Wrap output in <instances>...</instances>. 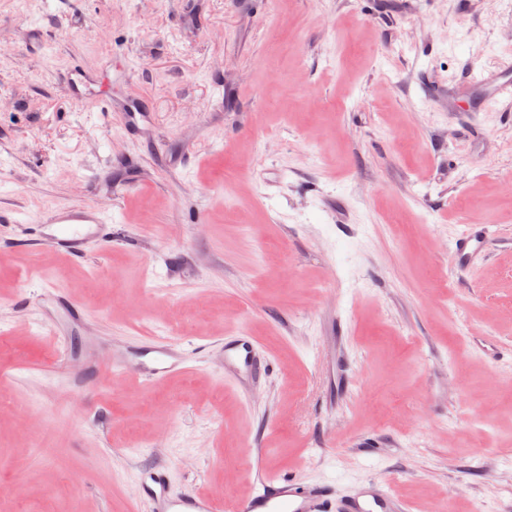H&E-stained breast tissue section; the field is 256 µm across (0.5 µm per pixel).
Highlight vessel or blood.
Here are the masks:
<instances>
[{"label":"vessel or blood","instance_id":"vessel-or-blood-1","mask_svg":"<svg viewBox=\"0 0 512 512\" xmlns=\"http://www.w3.org/2000/svg\"><path fill=\"white\" fill-rule=\"evenodd\" d=\"M99 75L93 71L76 69L67 78V87L73 97L81 99L86 108L97 109L90 88L97 84ZM470 85L487 89L483 108H491L501 99L512 98V70L501 69L490 73L479 71L469 80ZM104 215L94 208L55 211L47 223L32 228L36 238L52 237L58 251L75 258L82 257L90 241L100 239ZM487 230L478 225L468 226L455 241L456 268L467 272L481 257ZM138 352L146 362L142 376L152 381L188 368L182 353L169 347L164 338H144ZM225 374L237 378L255 365V347L247 336H239L227 343ZM142 498L149 512H223V503L212 498L204 489L187 487L173 491L166 471L152 470L142 482ZM233 512H409V507L380 484L370 483L347 499H336L325 486H308L281 477L260 478L258 487L245 499L234 504Z\"/></svg>","mask_w":512,"mask_h":512}]
</instances>
